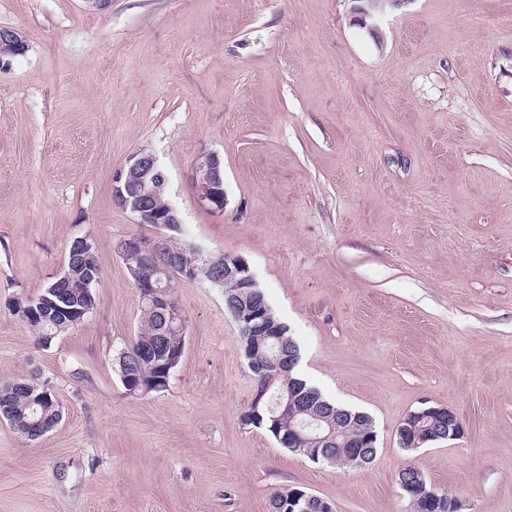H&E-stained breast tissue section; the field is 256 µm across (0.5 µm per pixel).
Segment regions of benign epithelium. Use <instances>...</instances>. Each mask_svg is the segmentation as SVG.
<instances>
[{
  "label": "benign epithelium",
  "instance_id": "1",
  "mask_svg": "<svg viewBox=\"0 0 512 512\" xmlns=\"http://www.w3.org/2000/svg\"><path fill=\"white\" fill-rule=\"evenodd\" d=\"M355 21L368 27L371 34H378V22L398 0H354ZM25 52V45L15 30L5 29L0 33V67L10 65V59ZM169 177L156 157L144 149L134 153L120 172L113 188L115 203L129 211L138 224H152L158 229L155 236L134 235L129 238L125 257L141 263L152 257L154 243L166 237L164 229L172 224L182 223L177 207L169 203L159 210L156 199L168 195ZM194 185L198 203L205 209L224 213L226 202L224 190V167L219 154L210 152L201 155L194 169ZM208 252L199 246L181 248L169 253L164 266H176L182 277L162 286L147 277L139 283L138 292L149 299L154 310L163 318V334L174 329L184 330L186 316L179 305L167 297L169 289L177 288L186 278L193 275L198 264L206 259ZM224 283L233 287H256L254 275L248 264L235 262L224 266ZM52 302L48 296L37 294L26 296L17 304V310L25 321L41 318L44 305ZM415 418L436 419L438 428L419 442L436 439H454L461 434L462 424L456 414L446 407H427L413 413ZM288 499L299 507V512H309L317 504L316 512H333V507L322 499H315L302 490H292Z\"/></svg>",
  "mask_w": 512,
  "mask_h": 512
}]
</instances>
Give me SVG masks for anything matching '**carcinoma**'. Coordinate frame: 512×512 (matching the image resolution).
I'll list each match as a JSON object with an SVG mask.
<instances>
[{"label":"carcinoma","instance_id":"obj_1","mask_svg":"<svg viewBox=\"0 0 512 512\" xmlns=\"http://www.w3.org/2000/svg\"><path fill=\"white\" fill-rule=\"evenodd\" d=\"M212 262L201 264L196 269L194 280L209 281L219 273L220 267L229 260L230 254L218 253L210 255ZM67 279L64 287L71 289L70 299L80 305L85 302V292L89 281H99L101 268L97 257L87 261L76 251L75 245L68 248L66 263ZM225 308L228 313L243 308H265L268 327L279 332L277 336H266L257 333L253 336H241L239 342L244 358L255 354H269L281 357L300 354L299 346L290 334L289 327L273 312L264 293L258 288H237L234 295L225 296ZM80 323L78 317L62 318L56 314L54 307L48 305L42 312V319L26 325V328L41 345H49L61 334ZM160 319L147 303L140 304V328L135 340V348L126 349L125 363L115 362L119 376L136 375L144 380V385L133 391L125 388L126 394L136 397L149 393H159L167 389L170 376L159 372V364L166 359L181 361L183 355L173 354L171 350L181 345L182 336L172 330L166 336L158 333ZM259 388L267 390V396L288 395L293 399L290 412L271 419L267 411V403L250 404L241 414V423L245 426L263 428L274 439L288 436L291 429L297 427L300 420L308 417L306 408L318 410L326 421L322 422L324 433L336 429L344 431L346 440H363L377 434L373 420L363 412L348 409L327 400L320 391L312 386L293 364L287 368L269 365L262 372L255 374ZM0 418L19 434L30 440L51 431L62 419V405L49 381L35 375L29 379L0 383ZM317 445L305 436L285 446L292 453L311 457L319 456V460L334 465L359 467L361 462L351 454V449L336 445V441L326 444L325 455L316 451Z\"/></svg>","mask_w":512,"mask_h":512}]
</instances>
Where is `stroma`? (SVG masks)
Returning <instances> with one entry per match:
<instances>
[{
    "label": "stroma",
    "mask_w": 512,
    "mask_h": 512,
    "mask_svg": "<svg viewBox=\"0 0 512 512\" xmlns=\"http://www.w3.org/2000/svg\"><path fill=\"white\" fill-rule=\"evenodd\" d=\"M352 0H0L27 51L0 70V382L41 372L63 409L31 441L0 421V512H270L296 488L335 512H410L411 465L463 512H512V0H406L378 35ZM153 152L190 240L243 257L322 395L368 413L375 460L315 463L240 416L256 385L220 289L174 296L168 387L126 394L139 328L115 245L156 235L115 205ZM224 162L223 214L197 158ZM91 237L96 309L50 345L9 309ZM457 439L412 452L410 412ZM194 185L198 203L205 209L223 214L226 202L224 167L219 154L201 155L194 169ZM413 418H425L429 420H413L410 419L408 421H402L400 426H408L409 429L414 428L416 431V434L414 436L413 432L410 430V438L413 439L416 437V435L424 436L425 434L430 433L435 427L436 424H434L430 419H436L438 428L435 429L433 432H431L429 435H427L424 438H418L417 442H415L414 446H418L421 444L418 448H421L431 442L429 440H435L436 439H454L458 437L461 434L462 431V424L457 418L456 414L447 407H427V408H421L417 412L412 413ZM429 441V442H427ZM413 442L410 443V445L413 444ZM426 442V443H424ZM401 449L404 451H415L418 448H411V446H400Z\"/></svg>",
    "instance_id": "stroma-1"
}]
</instances>
